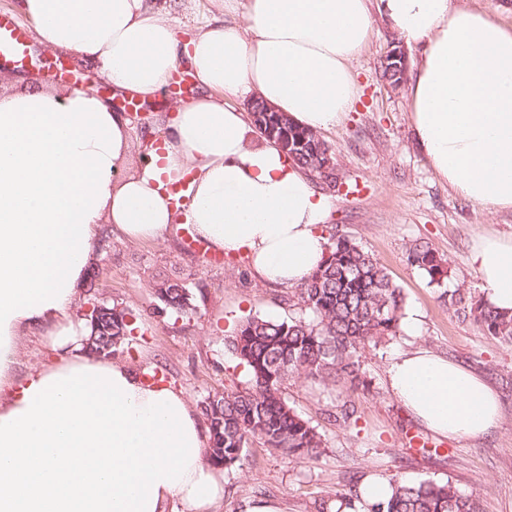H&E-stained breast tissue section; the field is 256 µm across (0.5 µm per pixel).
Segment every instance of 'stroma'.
<instances>
[{"instance_id": "obj_1", "label": "stroma", "mask_w": 512, "mask_h": 512, "mask_svg": "<svg viewBox=\"0 0 512 512\" xmlns=\"http://www.w3.org/2000/svg\"><path fill=\"white\" fill-rule=\"evenodd\" d=\"M224 0H181L175 13L182 39L191 38L209 19L244 23L243 13H222ZM401 36L383 20L353 61L359 99L323 139L336 158L342 191L322 180L331 207L325 233L354 240L382 264L401 288L406 307L417 310V336L399 334L363 354L366 388H327L295 378L286 384L289 404L323 434L327 445L318 461L284 457L260 444L246 450L241 467L224 474L225 495L218 512H242L245 500L272 499L285 512H315L322 496L343 489L350 477L413 481H449L462 493L476 494L482 512H512V345L485 336L471 321L449 310L438 289L406 259L414 241L428 243L451 266L452 282L485 296L483 283L466 257L482 236L512 237V211L494 210L454 191L433 172L412 132L408 89H391L381 77L380 60ZM174 93L143 101L128 117L133 126L132 154L140 156L145 135L160 114L169 112ZM188 279L195 312L176 317L160 312L153 283L160 274ZM92 288L74 307L81 318L100 299L118 303L137 316L129 344L119 347L117 361L157 371L199 406L209 392L244 388L248 373L225 339L246 316L283 318L291 311L290 289L256 280L248 262L218 257L191 248L174 223L166 240L133 243L103 229L92 262ZM426 346L479 375L497 393L500 423L477 439L435 438V448L412 447L409 439L425 435L402 404L388 391L385 369L397 353ZM356 410V424L334 418L337 405Z\"/></svg>"}]
</instances>
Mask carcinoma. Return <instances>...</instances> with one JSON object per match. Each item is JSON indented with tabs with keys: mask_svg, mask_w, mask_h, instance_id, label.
<instances>
[{
	"mask_svg": "<svg viewBox=\"0 0 512 512\" xmlns=\"http://www.w3.org/2000/svg\"><path fill=\"white\" fill-rule=\"evenodd\" d=\"M389 58L380 60L383 79L392 88L402 77ZM258 133L280 124L288 131L293 163L304 171L337 186L335 157L328 144L282 112H251ZM324 259L316 270L294 288L296 315L268 318L249 315L230 340V347L249 373V387L208 394L200 403L210 436L209 460L226 470L241 466L244 451L259 442L299 460L314 461L325 452V439L311 421L292 408L283 385L295 376L345 387L364 384L362 352L397 336L405 307L401 289L369 251L337 234L330 235ZM408 263L441 290L440 298L463 312L493 338L512 342V316L475 300L458 285L448 288V262L430 246L417 242L407 253ZM160 310L179 315L195 311L186 281L163 276L154 282ZM137 329L128 309L108 306L91 328L96 356L110 358ZM387 502L370 512H482L480 503L461 493L451 482H410L390 479ZM335 500L354 506L360 501L358 484L329 493L314 503L316 512H330Z\"/></svg>",
	"mask_w": 512,
	"mask_h": 512,
	"instance_id": "obj_1",
	"label": "carcinoma"
}]
</instances>
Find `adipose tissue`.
I'll return each instance as SVG.
<instances>
[{
    "mask_svg": "<svg viewBox=\"0 0 512 512\" xmlns=\"http://www.w3.org/2000/svg\"><path fill=\"white\" fill-rule=\"evenodd\" d=\"M182 41L178 0H20L43 44L77 54L114 87L150 99L187 63L196 96L159 116L158 150L130 167L133 128L99 98L32 84L0 91V512H214L224 475L183 392L89 354L72 309L102 225L161 240L175 221L164 181L189 176L184 213L213 251L245 256L262 280L294 286L320 264L330 201L271 143L250 141L251 93L318 132L357 98L351 63L390 21L422 54L409 86L412 131L435 174L462 196L512 209V26L453 0H224ZM467 262L486 301L512 315V238L484 236ZM57 355L15 375L23 336ZM389 391L428 431L477 438L499 420L474 372L420 346L397 354Z\"/></svg>",
    "mask_w": 512,
    "mask_h": 512,
    "instance_id": "1",
    "label": "adipose tissue"
}]
</instances>
